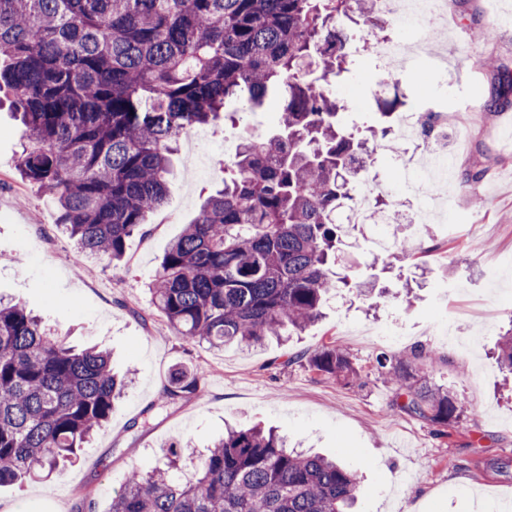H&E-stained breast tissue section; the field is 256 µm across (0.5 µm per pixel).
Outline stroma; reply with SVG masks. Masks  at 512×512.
Here are the masks:
<instances>
[{"label":"stroma","mask_w":512,"mask_h":512,"mask_svg":"<svg viewBox=\"0 0 512 512\" xmlns=\"http://www.w3.org/2000/svg\"><path fill=\"white\" fill-rule=\"evenodd\" d=\"M448 33L419 57L399 63L397 82L381 85L376 62L364 52L346 83L345 120L377 124L373 99L403 93L408 111H471L468 127H449L434 141L456 155L455 216L415 224L404 201L399 167L414 151L399 141L394 156L370 169L363 189L383 194L401 212L394 237L415 248L412 261L385 269L376 240L386 213L358 225L340 264L355 274L376 269L389 285L414 278L411 299L389 292L384 300L353 289L332 296L323 317L288 344L217 350L174 334L154 309L150 285L169 244L197 215L232 160L243 124L267 131L274 109L241 113L238 122L205 126L221 142L198 175L189 160V138L173 157L167 204L130 237L121 261L80 260L59 225L50 194L20 181L14 168L22 151V126L9 98L0 99V297L41 316L67 345H97L134 381L112 408L77 460L49 480L0 487V512H109L131 471L151 470L172 442L205 451L225 426L255 423L275 428L291 444L339 458L363 482L356 512H481L485 500L512 499V378L497 360V342L512 328V108L483 111L493 78L485 57L512 69V0H447ZM491 25L493 37L472 39ZM483 180L461 183L472 163ZM479 195L485 205L469 208ZM497 277L495 294L483 288ZM451 317L463 336H479L469 353L440 338L436 322ZM392 335L365 336L366 326ZM347 350L357 376L345 381L312 371L307 355L329 345ZM422 349L439 361L426 375L449 386L468 411L441 436L429 422L393 409L394 385L375 370L380 354L410 357ZM182 368L200 375V396L169 400L168 374Z\"/></svg>","instance_id":"1"}]
</instances>
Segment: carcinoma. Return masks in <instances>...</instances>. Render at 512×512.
<instances>
[{"label":"carcinoma","instance_id":"cac0c4a2","mask_svg":"<svg viewBox=\"0 0 512 512\" xmlns=\"http://www.w3.org/2000/svg\"><path fill=\"white\" fill-rule=\"evenodd\" d=\"M376 0H0V91L23 125L22 181L55 198L77 259L124 256L127 239L167 199L172 144L201 125L279 102L275 130L241 141L223 186L165 251L151 284L176 335L212 348L264 345L319 320L350 284L337 271L359 203L356 183L393 143L404 106L377 101L379 127L343 123L346 18L383 21ZM498 86L489 111L512 106V70L483 61ZM497 359L512 372V331ZM310 367L357 375L326 346ZM393 377L394 408L444 428L466 407L446 386L415 379L405 360L376 359ZM126 386L110 354L50 336L20 303L0 302V485L49 477L107 422ZM200 376L175 370L165 395H197ZM195 478L134 471L111 512H354L358 475L288 447L259 427L229 429L191 459Z\"/></svg>","mask_w":512,"mask_h":512}]
</instances>
